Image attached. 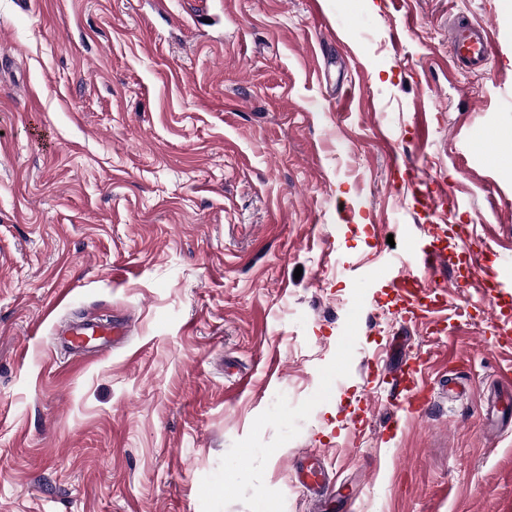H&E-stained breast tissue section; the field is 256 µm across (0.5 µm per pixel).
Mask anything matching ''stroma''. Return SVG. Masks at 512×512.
<instances>
[{
	"label": "stroma",
	"mask_w": 512,
	"mask_h": 512,
	"mask_svg": "<svg viewBox=\"0 0 512 512\" xmlns=\"http://www.w3.org/2000/svg\"><path fill=\"white\" fill-rule=\"evenodd\" d=\"M458 17L484 71L452 66ZM481 252L512 255L504 0H0V512H512ZM91 312L132 331L78 362ZM417 354L442 380L411 414ZM306 450L334 498L297 488ZM448 48L456 71H482L491 54L490 31L481 24L453 22L448 33ZM392 288H395V291L398 292L402 296V294L406 295V297L413 299L416 304V316L422 319H427V322L433 323L434 326L438 327L439 319L430 317L429 314L432 311L428 308L427 303H422L420 300L422 298L428 297L431 294H435V298L438 296H442V290L438 288H425L422 286L418 279L414 276L399 274L391 281ZM422 295V297L420 296ZM439 302V298L437 300ZM414 364V368L401 371L397 375L400 383L404 384L405 390L403 400L399 403V405L405 406L410 413L417 412L415 406L418 402L420 394L432 392L427 388L421 376L422 369L428 365V362L423 359L415 358Z\"/></svg>",
	"instance_id": "stroma-1"
}]
</instances>
